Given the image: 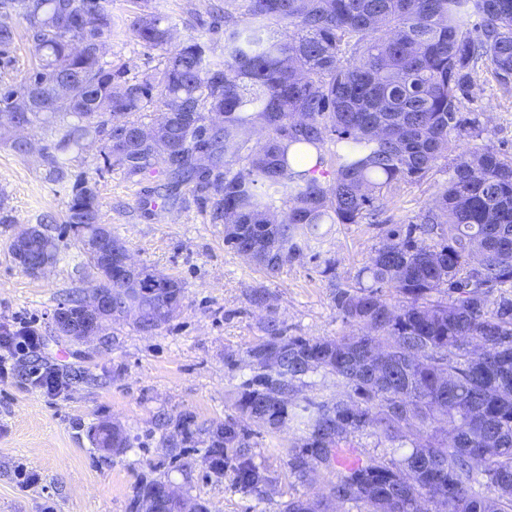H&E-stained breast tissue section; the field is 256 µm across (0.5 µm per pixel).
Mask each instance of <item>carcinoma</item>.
<instances>
[{"label":"carcinoma","mask_w":512,"mask_h":512,"mask_svg":"<svg viewBox=\"0 0 512 512\" xmlns=\"http://www.w3.org/2000/svg\"><path fill=\"white\" fill-rule=\"evenodd\" d=\"M111 3L0 0V66L13 63V14L36 54L18 84L0 83V143L25 156L13 123L54 128L48 157L63 182L57 154L103 138L108 168L159 178L143 207L190 189L224 225V245L269 279L309 257L321 225L380 223L386 194L453 151L479 64L512 89V0H224L219 54L194 38L170 48L168 17L151 12L131 21V39L166 56L141 81L103 59ZM73 16L82 24L69 25ZM283 27L292 37H279ZM154 100L161 110L146 123ZM256 128L264 138L253 144ZM295 144L315 147L319 166L292 168ZM65 223L79 244L102 226L86 177ZM126 251L114 237L112 259L89 257L92 281L112 291V318L134 305L138 329H159L180 312L183 283L142 268L128 295ZM355 279L334 302L367 333L289 336L270 316L247 350L240 416L272 430L294 423L293 473L308 483L334 475L321 500L294 497L282 512H512V156L459 153L438 198L393 225ZM314 373L335 377L349 399H295ZM166 426L180 436H164L171 460L204 444L213 472L231 467L239 490L273 483L236 419L207 427L179 413ZM368 429L406 452L343 465L353 434ZM171 493L162 477L145 478L132 512H155Z\"/></svg>","instance_id":"1"}]
</instances>
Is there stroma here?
Returning a JSON list of instances; mask_svg holds the SVG:
<instances>
[{
	"label": "stroma",
	"mask_w": 512,
	"mask_h": 512,
	"mask_svg": "<svg viewBox=\"0 0 512 512\" xmlns=\"http://www.w3.org/2000/svg\"><path fill=\"white\" fill-rule=\"evenodd\" d=\"M224 0H112L115 25L105 41V60L126 65L141 80L162 68L161 51L130 40L126 28L137 15L159 12L175 27V41L195 37L207 42ZM473 98L464 101L465 117L478 118L483 133L461 132L459 150L488 147L512 155V94L504 93L486 71L477 74ZM29 154L15 155L0 146V190L14 218L0 224V326L36 322L43 347L21 359L0 379V512H42L53 502L56 512H129L133 490L154 464L165 459L159 425L161 415L192 413L198 422H223L235 416L233 396L251 370L246 350L263 334L269 313H276L292 336L336 337L352 333L338 316L335 291L351 284L382 240L380 224H325L320 255L305 264L286 266L269 279L224 245V227L211 223L193 192L172 209L147 211L140 200L154 183L135 182L103 165L104 141L91 138L82 150L64 155L71 175L96 181L101 219L122 240L138 265L180 279L183 306L169 324L139 331L132 320L106 322L97 340L79 344L58 337L52 314L60 299L85 293L92 271L64 216L70 184L51 181L46 148L55 139L50 128H26ZM448 180L441 165L424 179L401 185L385 201L386 224H406L434 198ZM53 215L48 232L55 237L57 258L43 274L27 273L13 258L10 244L40 214ZM333 262L335 277L323 276ZM270 294L269 307L250 301L254 289ZM54 365L66 389L53 397L32 390V365ZM110 421L130 439L123 452L95 448L92 427ZM255 460L274 479L262 494L244 493L232 472L218 476L204 463V448L187 449L181 464L165 471L180 490L204 501L210 512H280L292 497L325 493L332 474L312 484L301 482L288 468V450L300 437L295 424L269 430L248 422ZM29 468L40 476L30 490L18 486L17 472Z\"/></svg>",
	"instance_id": "1"
}]
</instances>
